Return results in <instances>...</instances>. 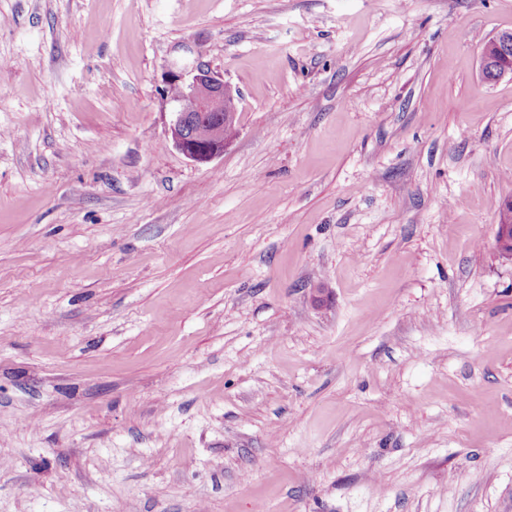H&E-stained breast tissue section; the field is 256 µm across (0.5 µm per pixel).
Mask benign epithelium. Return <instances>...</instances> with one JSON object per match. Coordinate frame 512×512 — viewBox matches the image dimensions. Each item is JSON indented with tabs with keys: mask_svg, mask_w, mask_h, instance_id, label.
<instances>
[{
	"mask_svg": "<svg viewBox=\"0 0 512 512\" xmlns=\"http://www.w3.org/2000/svg\"><path fill=\"white\" fill-rule=\"evenodd\" d=\"M167 85L178 87L181 98L194 104L195 111L204 118L207 126L204 136H195L192 127L199 116L185 112L180 102H175V119L170 127L174 145L198 163L208 162L223 154L231 132L235 131V90L200 61L189 70L171 72ZM217 100L224 101V111L214 114L212 106Z\"/></svg>",
	"mask_w": 512,
	"mask_h": 512,
	"instance_id": "1",
	"label": "benign epithelium"
}]
</instances>
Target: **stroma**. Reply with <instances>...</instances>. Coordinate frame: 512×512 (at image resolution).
Instances as JSON below:
<instances>
[{"instance_id": "stroma-1", "label": "stroma", "mask_w": 512, "mask_h": 512, "mask_svg": "<svg viewBox=\"0 0 512 512\" xmlns=\"http://www.w3.org/2000/svg\"><path fill=\"white\" fill-rule=\"evenodd\" d=\"M510 29L0 0V512H512ZM198 59L239 91L206 164L168 134Z\"/></svg>"}]
</instances>
